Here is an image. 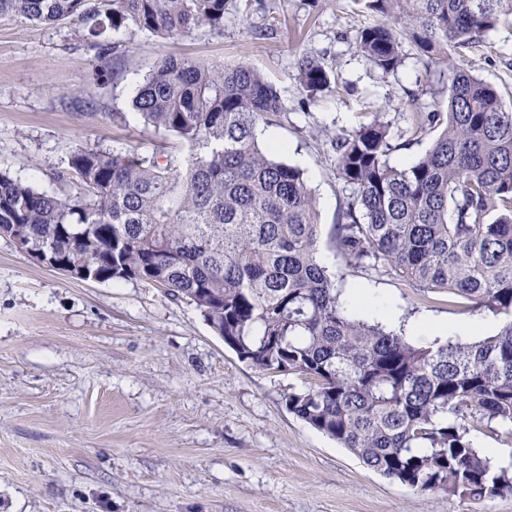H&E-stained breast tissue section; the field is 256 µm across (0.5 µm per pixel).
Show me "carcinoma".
Segmentation results:
<instances>
[{
  "label": "carcinoma",
  "instance_id": "cac0c4a2",
  "mask_svg": "<svg viewBox=\"0 0 512 512\" xmlns=\"http://www.w3.org/2000/svg\"><path fill=\"white\" fill-rule=\"evenodd\" d=\"M370 12L355 49L384 77L402 65V37L423 63L448 67L447 111L415 115L419 158L390 163L380 122L336 137V173L352 189L326 244L347 266L388 268L428 295L444 292L505 319L494 334L417 343L361 308L346 278L321 263L322 225L304 172L277 160L259 124L284 111L247 64L169 56L146 75L133 109L186 155L136 157L79 146L53 195L0 171V236L23 230L60 269L97 282L138 280L194 304L238 359L305 376L288 411L367 467L416 491L472 502L512 493V464L473 433L512 440V109L451 52L473 48L512 0H353ZM253 0H0V17L79 28L99 85L118 75L111 32L164 39L221 34L229 9ZM297 80L326 90L331 72L305 54Z\"/></svg>",
  "mask_w": 512,
  "mask_h": 512
}]
</instances>
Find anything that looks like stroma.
Wrapping results in <instances>:
<instances>
[{"label":"stroma","mask_w":512,"mask_h":512,"mask_svg":"<svg viewBox=\"0 0 512 512\" xmlns=\"http://www.w3.org/2000/svg\"><path fill=\"white\" fill-rule=\"evenodd\" d=\"M371 21L352 0H256L249 19L225 14L220 35L201 28L173 41L123 28L112 35L120 76L101 89L73 27L1 18L0 171L54 193L80 145L186 152L132 110L137 88L170 55L244 63L280 90L286 110L264 130L304 171L331 229L349 194L332 140L376 119L399 137L391 163L417 159L428 139L399 132L448 79L408 41L397 74L380 79L354 47ZM267 24L273 34L255 38ZM305 53L332 69V90L300 89ZM459 62L512 106V17ZM320 257L371 316L411 325L414 340L502 325L448 294L422 296L393 272L349 268L329 247ZM304 385L241 362L193 304L163 288L73 279L0 236V512H512V493L451 501L368 469L288 411L285 394Z\"/></svg>","instance_id":"obj_1"}]
</instances>
